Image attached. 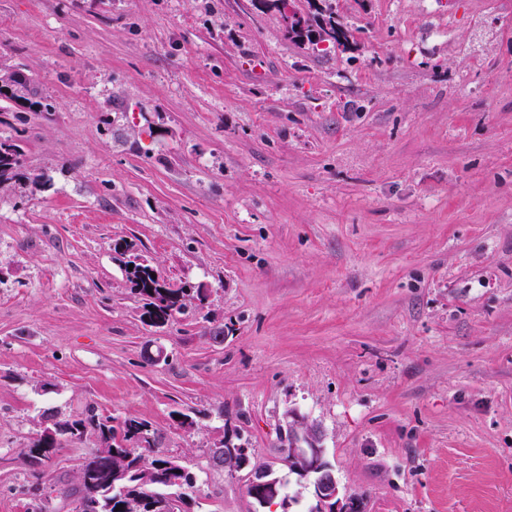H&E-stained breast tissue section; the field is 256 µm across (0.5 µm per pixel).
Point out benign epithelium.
<instances>
[{
  "label": "benign epithelium",
  "instance_id": "obj_1",
  "mask_svg": "<svg viewBox=\"0 0 512 512\" xmlns=\"http://www.w3.org/2000/svg\"><path fill=\"white\" fill-rule=\"evenodd\" d=\"M282 24L288 33L306 34L307 16L296 7V0H277ZM281 431L287 442L283 455L278 462L293 466L303 476H315L313 496L317 500V512H357V507L349 501L340 504L339 487L332 471L324 466L325 448L320 429L305 421L295 408H288L282 415ZM224 464H232L236 469L247 467L246 450L224 440ZM279 479L273 476V468L254 467L249 473V486L257 492L256 498L265 504L281 499L283 509H288V497H279L277 484Z\"/></svg>",
  "mask_w": 512,
  "mask_h": 512
}]
</instances>
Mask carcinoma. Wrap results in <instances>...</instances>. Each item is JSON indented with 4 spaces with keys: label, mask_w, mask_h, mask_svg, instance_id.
Wrapping results in <instances>:
<instances>
[{
    "label": "carcinoma",
    "mask_w": 512,
    "mask_h": 512,
    "mask_svg": "<svg viewBox=\"0 0 512 512\" xmlns=\"http://www.w3.org/2000/svg\"><path fill=\"white\" fill-rule=\"evenodd\" d=\"M23 153L8 137H0V184L24 175ZM127 241L115 244V250L127 256L124 265L134 291L144 300V317L152 326L165 325L181 311L191 293L205 300L203 290L187 287L171 288L161 277H152L151 266L131 252ZM89 433L100 439L101 448L85 458L81 465L79 485H54L53 492L62 499L81 496L87 512H162V503L180 488V475L171 467L172 457L155 451L157 431L136 418L117 420L90 408L78 419L65 420L52 442L38 437L30 446V454L38 451L53 454L64 443H77Z\"/></svg>",
    "instance_id": "carcinoma-1"
}]
</instances>
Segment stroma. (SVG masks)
<instances>
[{
    "label": "stroma",
    "mask_w": 512,
    "mask_h": 512,
    "mask_svg": "<svg viewBox=\"0 0 512 512\" xmlns=\"http://www.w3.org/2000/svg\"><path fill=\"white\" fill-rule=\"evenodd\" d=\"M328 5L353 49L255 0H0V66L53 104L0 98L30 173L0 184V512L44 416L91 407L157 430L186 512H307L206 454L270 463L288 407L358 512H512V0ZM122 239L205 300L147 325ZM217 451L221 452L222 463L225 465L232 464L234 468L240 470L248 465L246 450L243 446L233 445L226 439L222 441L220 447L209 448V453H216Z\"/></svg>",
    "instance_id": "35a3bbf8"
}]
</instances>
